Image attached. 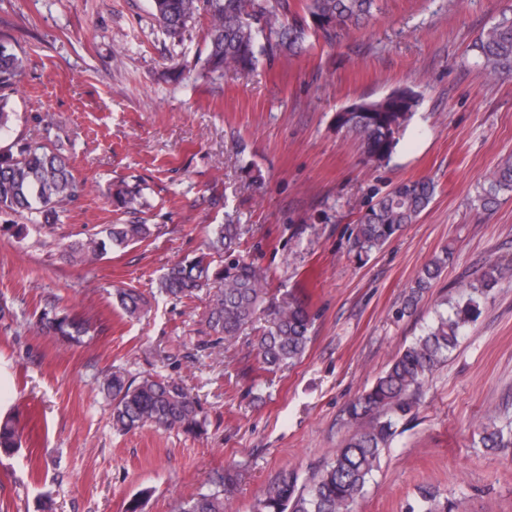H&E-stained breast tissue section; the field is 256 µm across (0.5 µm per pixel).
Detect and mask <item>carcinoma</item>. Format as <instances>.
Returning a JSON list of instances; mask_svg holds the SVG:
<instances>
[{"instance_id":"carcinoma-1","label":"carcinoma","mask_w":512,"mask_h":512,"mask_svg":"<svg viewBox=\"0 0 512 512\" xmlns=\"http://www.w3.org/2000/svg\"><path fill=\"white\" fill-rule=\"evenodd\" d=\"M153 16L173 39L182 37L198 16L208 21L205 57L194 63L203 78L226 72L246 73L262 59L293 56L305 49L315 35L332 44L346 31L360 26L377 8V0H303L300 9L289 0H152ZM477 63L491 79L512 78V14L498 20L472 45ZM26 69V57L12 43L0 39V139L8 136L15 116L10 100ZM419 104L418 93L409 87L391 90L378 99H361L336 113L335 123L355 135L366 162L382 164L393 155L400 135ZM85 183L72 172L67 158L52 144L14 140L0 145V212L24 216L34 226L60 221V205L76 200ZM436 192L426 178L400 182L361 213L350 234L357 255H367L396 238L429 207ZM512 192V160L486 174L477 207L488 211L502 193ZM112 205L124 214L136 215L143 203L138 193L120 183L109 189ZM153 235L152 226L138 220L109 224L101 236L68 245V253L93 265L113 250L143 242ZM243 227L215 224L210 229L209 249L224 253V264L215 265L203 253L169 268L159 282L160 293L191 300L212 283L218 288L209 298L206 323L211 332L231 345L262 318L266 325L252 351L268 371L299 361L311 341L313 318L306 303L295 293L270 294L268 275L239 253ZM452 252L427 262L417 273L405 308L417 306L448 266ZM512 280V266L487 263L465 296L440 312L423 334L403 349L371 389L349 406L358 429L307 487L285 470L259 498L253 512H354L383 448L393 434L394 418L411 408V399L433 370L448 358L462 332L480 307V300L505 281ZM119 307L130 317L144 311L143 296L134 291L117 294ZM36 328L64 344H79L91 324L64 309H45ZM100 387L112 397V426L120 431L144 427L177 429L188 434L200 431L206 416L201 404L178 381L148 374L129 378L120 371L109 373ZM20 434L11 418L0 422V453L12 454ZM489 449L512 447V428H492L481 437ZM237 474L217 473L210 488L184 500L175 512H224V500L234 492Z\"/></svg>"}]
</instances>
